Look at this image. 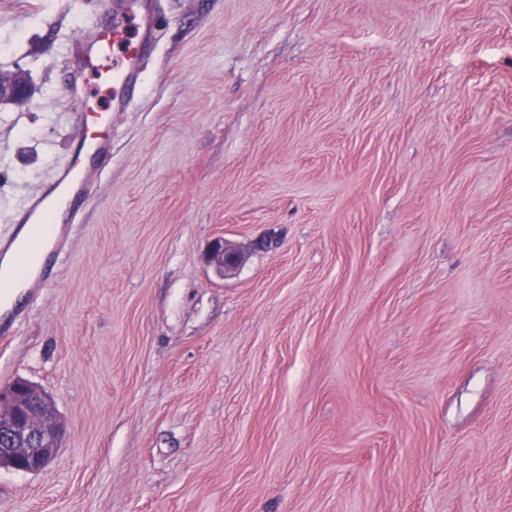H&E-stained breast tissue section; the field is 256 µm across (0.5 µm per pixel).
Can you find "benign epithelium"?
Instances as JSON below:
<instances>
[{"instance_id": "7a95c632", "label": "benign epithelium", "mask_w": 512, "mask_h": 512, "mask_svg": "<svg viewBox=\"0 0 512 512\" xmlns=\"http://www.w3.org/2000/svg\"><path fill=\"white\" fill-rule=\"evenodd\" d=\"M28 84L0 73V100H23ZM212 258L228 273L240 264V253L217 240ZM0 404L8 415L0 417V466L23 472H39L52 460L62 433L52 401L31 383L20 380L0 388Z\"/></svg>"}]
</instances>
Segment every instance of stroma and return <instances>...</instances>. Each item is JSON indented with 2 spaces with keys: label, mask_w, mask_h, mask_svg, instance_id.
I'll list each match as a JSON object with an SVG mask.
<instances>
[{
  "label": "stroma",
  "mask_w": 512,
  "mask_h": 512,
  "mask_svg": "<svg viewBox=\"0 0 512 512\" xmlns=\"http://www.w3.org/2000/svg\"><path fill=\"white\" fill-rule=\"evenodd\" d=\"M143 92L0 387V512H512V0H153ZM102 0H0V237L70 158ZM224 239L231 274L211 258ZM28 95L29 87L24 80L0 73V100H23ZM212 258L217 261L219 268L224 274L237 268L241 262L240 253L227 244H224V240L221 239L213 244ZM0 466L39 472L52 460L62 433L52 401L31 383L19 380L0 388Z\"/></svg>",
  "instance_id": "1"
}]
</instances>
